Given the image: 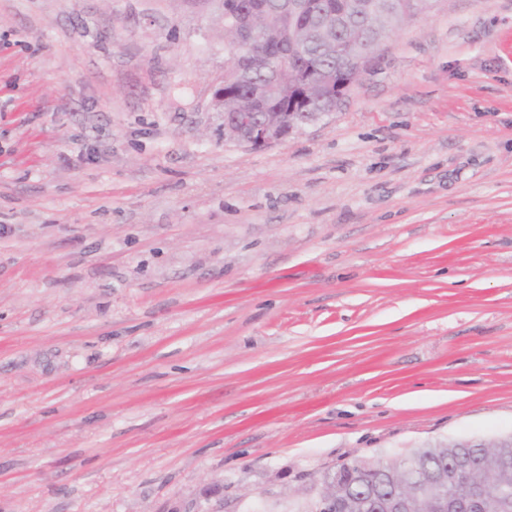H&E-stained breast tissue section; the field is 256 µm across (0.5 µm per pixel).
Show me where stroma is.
<instances>
[{
  "instance_id": "1",
  "label": "stroma",
  "mask_w": 512,
  "mask_h": 512,
  "mask_svg": "<svg viewBox=\"0 0 512 512\" xmlns=\"http://www.w3.org/2000/svg\"><path fill=\"white\" fill-rule=\"evenodd\" d=\"M512 0L226 139L216 0H0V512H288L512 433ZM239 140L246 145L264 147L279 143L283 138L277 134V128L271 126L267 120L254 119L253 124L245 129L244 137Z\"/></svg>"
}]
</instances>
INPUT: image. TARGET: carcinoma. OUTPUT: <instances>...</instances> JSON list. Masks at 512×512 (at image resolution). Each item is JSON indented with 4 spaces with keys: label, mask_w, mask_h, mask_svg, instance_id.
Returning <instances> with one entry per match:
<instances>
[{
    "label": "carcinoma",
    "mask_w": 512,
    "mask_h": 512,
    "mask_svg": "<svg viewBox=\"0 0 512 512\" xmlns=\"http://www.w3.org/2000/svg\"><path fill=\"white\" fill-rule=\"evenodd\" d=\"M224 11V41L232 56L224 70V97L215 102L225 118L255 111L252 95L256 88L266 93L264 112H291L300 85L308 81L307 112L317 117L336 111L346 92L367 69L384 36L429 12L433 0H307L301 12L280 7L281 0H221ZM259 8L254 27L239 24L242 16ZM481 460L470 473L471 481H488L492 471L503 472L512 488V434L491 444L470 442L448 448V442L415 448L387 458L358 459L344 463L322 476L320 489L293 505V512H318L321 497L336 494V512H374L351 507L345 488L358 478L378 471L400 479L406 461L443 473V476L412 489L408 512H439L434 507L441 496H449L448 454ZM489 512H512V492L503 495L497 486L490 488Z\"/></svg>",
    "instance_id": "1"
}]
</instances>
